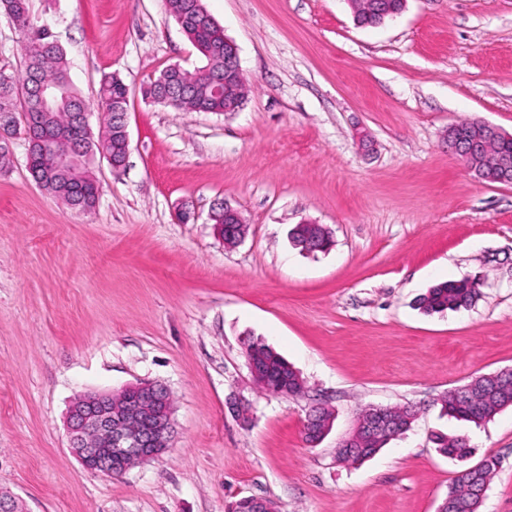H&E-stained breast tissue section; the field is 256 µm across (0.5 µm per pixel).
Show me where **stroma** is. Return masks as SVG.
Instances as JSON below:
<instances>
[{
  "label": "stroma",
  "instance_id": "obj_1",
  "mask_svg": "<svg viewBox=\"0 0 512 512\" xmlns=\"http://www.w3.org/2000/svg\"><path fill=\"white\" fill-rule=\"evenodd\" d=\"M30 5L93 129L102 78L129 86L130 146L121 171L93 161L88 213L38 186L23 140L0 172V491L20 512H227L244 496L278 512H437L459 470L495 457L481 512H512V408L479 426L442 410L449 389L512 368V185L477 177L445 139L470 119L512 133V0H407L375 27L349 0H204L249 85L227 113L143 98L166 67L206 63L164 0ZM218 202L248 226L231 247L209 221ZM306 222L330 231L329 251L295 246ZM465 277L472 306L419 309ZM253 340L303 393L255 385ZM141 381L171 392L170 447L118 477L85 470L71 404ZM316 402L334 421L312 446ZM372 406L415 420L338 463ZM437 433L466 437L471 457L441 454Z\"/></svg>",
  "mask_w": 512,
  "mask_h": 512
}]
</instances>
